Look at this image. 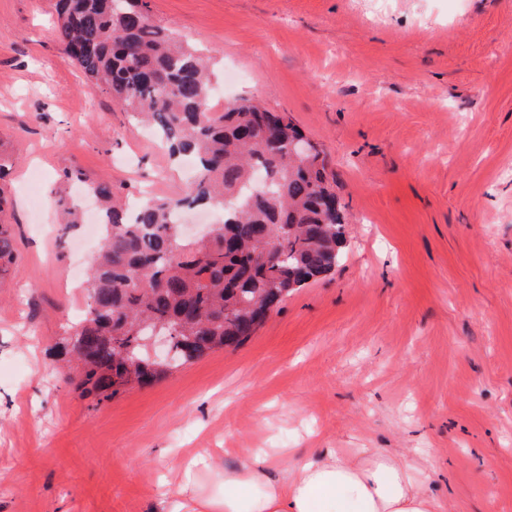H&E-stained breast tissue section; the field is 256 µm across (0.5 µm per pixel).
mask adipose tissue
Returning <instances> with one entry per match:
<instances>
[{"mask_svg": "<svg viewBox=\"0 0 512 512\" xmlns=\"http://www.w3.org/2000/svg\"><path fill=\"white\" fill-rule=\"evenodd\" d=\"M286 476H274L282 464ZM420 463L379 448L243 449L224 470V492L206 512H442L415 474Z\"/></svg>", "mask_w": 512, "mask_h": 512, "instance_id": "adipose-tissue-1", "label": "adipose tissue"}]
</instances>
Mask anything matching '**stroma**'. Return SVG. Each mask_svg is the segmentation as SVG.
I'll return each mask as SVG.
<instances>
[{
	"instance_id": "35a3bbf8",
	"label": "stroma",
	"mask_w": 512,
	"mask_h": 512,
	"mask_svg": "<svg viewBox=\"0 0 512 512\" xmlns=\"http://www.w3.org/2000/svg\"><path fill=\"white\" fill-rule=\"evenodd\" d=\"M243 96L326 159L344 259L234 349L112 400L52 354L87 281L62 277V173L135 196L189 181L54 39L52 0H0V512H165L221 491L238 448H382L432 462L446 512H512V0H149ZM198 456L188 470L186 453ZM15 259V245L9 224H0V281Z\"/></svg>"
}]
</instances>
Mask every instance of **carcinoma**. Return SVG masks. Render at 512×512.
I'll return each mask as SVG.
<instances>
[{
	"mask_svg": "<svg viewBox=\"0 0 512 512\" xmlns=\"http://www.w3.org/2000/svg\"><path fill=\"white\" fill-rule=\"evenodd\" d=\"M54 10L56 37L86 78L197 168L184 194L135 206L105 183L63 174L98 199L105 236L88 309L60 349L75 389L102 402L241 345L289 295L339 266L346 216L320 150L295 154L302 133L257 100L216 110L218 78L199 50L154 24L148 0H54ZM58 205L66 226L80 223L72 198ZM199 207L222 214L205 243L181 238L174 220ZM14 259L0 224V278ZM155 330L171 336V367L149 355Z\"/></svg>",
	"mask_w": 512,
	"mask_h": 512,
	"instance_id": "obj_1",
	"label": "carcinoma"
}]
</instances>
